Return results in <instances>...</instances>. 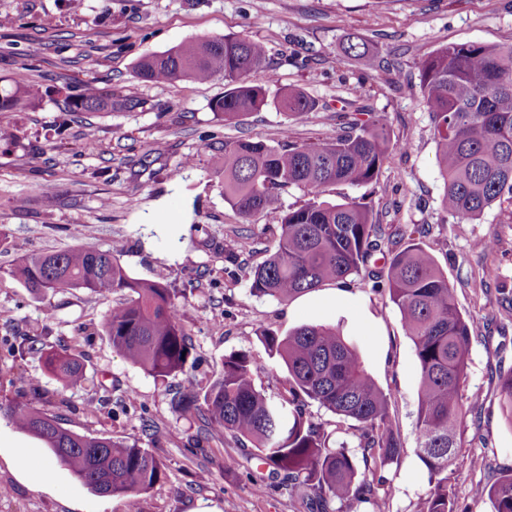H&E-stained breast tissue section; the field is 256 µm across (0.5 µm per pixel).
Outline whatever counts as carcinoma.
I'll return each instance as SVG.
<instances>
[{"instance_id":"carcinoma-1","label":"carcinoma","mask_w":512,"mask_h":512,"mask_svg":"<svg viewBox=\"0 0 512 512\" xmlns=\"http://www.w3.org/2000/svg\"><path fill=\"white\" fill-rule=\"evenodd\" d=\"M345 51L366 69L385 73L393 83L399 80L398 71L384 65L365 39L348 42ZM265 59L262 43L224 35L186 40L146 56L134 72L151 84L223 78L226 90L211 109L232 122L268 104L266 89L248 81ZM419 87L434 124L444 183L441 205L448 218L466 224L497 202L512 205V44L444 45L421 63ZM273 102L294 120L317 108L304 91L290 87L279 89ZM34 104L25 86L0 88V114L25 112ZM136 106L132 98L86 82L66 95L57 132L67 131L80 112L110 114ZM348 127L333 141L290 140L279 148L226 140L224 154L213 158L212 168L224 178V200L243 218L279 216L276 250L251 272L253 294L286 301L363 272L372 290L387 289L420 367L415 451L431 484L421 512H456L448 468L458 448L457 435L476 407L474 397L466 394L472 327L432 255L413 238L398 247L418 227L388 232L365 203L318 200L333 185L377 182L382 167L403 150L381 119L360 127L350 122ZM292 186L308 189L313 198L285 211L281 194ZM7 275L35 294L83 290L102 299L120 295L102 322L114 352L162 380L194 368L190 334L181 317L186 290L132 276L116 246L101 250L86 244L31 253ZM260 339L270 358L287 368L289 397L275 401L258 389L255 377L267 366L239 352L224 359L221 376L206 390L188 380L171 397L172 408L199 417L213 439L229 435L250 443L281 485L308 486L309 505L316 512H334L337 503L377 501L382 471L404 448L388 397L355 348L339 329L326 325L302 326L286 336L263 331ZM45 366L65 388L86 381L79 355L68 346L48 353ZM499 385L502 416L512 427V371L499 375ZM309 400L339 416L345 432H354L360 458L344 442L329 445L328 435L306 416ZM50 405L33 387L26 399L1 401L0 416L42 440L52 460L91 491L122 495L133 508L141 494L166 476L165 463L149 449L76 433L62 426ZM471 493L488 497L494 512H512V471Z\"/></svg>"}]
</instances>
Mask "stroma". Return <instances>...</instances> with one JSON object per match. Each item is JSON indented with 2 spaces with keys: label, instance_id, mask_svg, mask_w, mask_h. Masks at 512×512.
Listing matches in <instances>:
<instances>
[{
  "label": "stroma",
  "instance_id": "35a3bbf8",
  "mask_svg": "<svg viewBox=\"0 0 512 512\" xmlns=\"http://www.w3.org/2000/svg\"><path fill=\"white\" fill-rule=\"evenodd\" d=\"M0 81L29 86V111L11 114L17 132L0 151V401L37 384L66 428L150 449L167 466L165 478L140 497L141 512H307L306 490L279 485L251 445L208 440L193 416L170 407L187 376L158 381L112 350L105 332L84 338L82 323L99 325L112 302L85 291L42 296L16 284L8 269L31 251H55L84 243L122 247L120 260L135 277L163 280L182 289L195 285L182 311L192 338L191 377L203 387L220 375L224 358L243 351L268 362L256 386L278 399L287 371L271 361L261 331L278 335L304 325L339 327L367 372L390 397L405 449L383 475L381 512H420L429 474L416 455L415 423L420 368L387 291L363 278L331 283L280 301L250 290L252 270L274 252L277 218L243 219L225 202L210 172L225 141L246 138L271 147L294 140L325 142L338 131L336 112L354 103L351 121L384 117L405 154L386 165L376 183L326 189L325 200L368 203L388 225H419L417 240L448 277L458 306L474 328L468 380L481 396L467 417L461 446L448 469L459 512H493L489 498H472L478 483H494L512 468V427L504 421L498 375L512 369V207H492L480 220L456 224L441 208L443 181L436 160L431 116L417 88L419 66L448 43H512V0H0ZM233 34L262 42L263 68L249 80L268 96L278 88L304 90L318 107L300 122L274 105L228 123L211 110L223 80L154 85L139 81L135 64L189 39ZM367 39L398 66L412 87L396 90L383 73L368 72L342 51L347 35ZM93 82L138 100L130 112L76 115L65 135L54 123L65 84ZM95 137L81 142L85 124ZM190 167H183L187 156ZM179 178H171L174 169ZM56 197L44 209L43 192ZM26 208L13 205L16 195ZM81 235H72L73 225ZM498 241L482 251L481 239ZM497 277L485 282L486 269ZM57 308L44 320L46 306ZM44 349L62 345L81 355L87 381L65 389L49 376L40 356L19 353L25 338ZM0 512H127L119 495L101 496L64 468L50 487L23 480L0 458Z\"/></svg>",
  "mask_w": 512,
  "mask_h": 512
}]
</instances>
